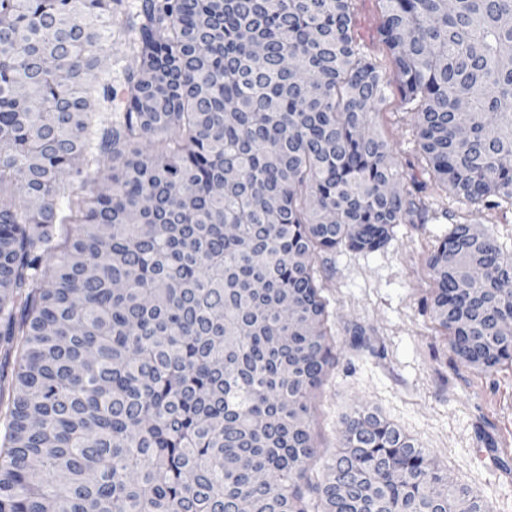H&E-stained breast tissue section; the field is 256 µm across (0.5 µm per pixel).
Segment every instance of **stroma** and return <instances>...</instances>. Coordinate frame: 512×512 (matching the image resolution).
Listing matches in <instances>:
<instances>
[{"instance_id": "35a3bbf8", "label": "stroma", "mask_w": 512, "mask_h": 512, "mask_svg": "<svg viewBox=\"0 0 512 512\" xmlns=\"http://www.w3.org/2000/svg\"><path fill=\"white\" fill-rule=\"evenodd\" d=\"M365 51L383 73L392 56L378 30L380 0H353ZM404 175L427 179L413 112L390 92L376 120ZM423 221L395 228L372 253L340 250L327 257L321 295L336 332L333 366L314 393L310 430L320 473L355 410L378 411L423 448L453 485L488 512H512V365L481 370L452 349L431 311L437 283L428 258L452 225L472 222L512 245V211L476 212L437 188L422 194Z\"/></svg>"}]
</instances>
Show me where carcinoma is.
<instances>
[{"label": "carcinoma", "instance_id": "1", "mask_svg": "<svg viewBox=\"0 0 512 512\" xmlns=\"http://www.w3.org/2000/svg\"><path fill=\"white\" fill-rule=\"evenodd\" d=\"M351 2L0 0V512H487L368 410L309 475L315 261L427 189L388 88L438 188L512 209V0H381L390 75ZM429 265L461 358L512 364V248L456 224ZM377 128L388 141L396 165L409 181L413 174L428 183L429 175L424 170L426 163L418 147L417 129L413 112L401 103L396 91L389 92L376 120Z\"/></svg>", "mask_w": 512, "mask_h": 512}]
</instances>
